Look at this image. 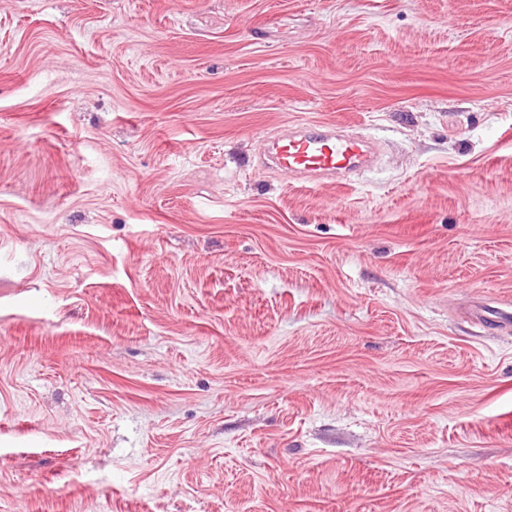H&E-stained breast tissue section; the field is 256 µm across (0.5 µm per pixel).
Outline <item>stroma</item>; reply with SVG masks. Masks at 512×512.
<instances>
[{
    "instance_id": "1",
    "label": "stroma",
    "mask_w": 512,
    "mask_h": 512,
    "mask_svg": "<svg viewBox=\"0 0 512 512\" xmlns=\"http://www.w3.org/2000/svg\"><path fill=\"white\" fill-rule=\"evenodd\" d=\"M511 305L512 0H0V512H512ZM336 129L317 125L279 133L268 140V159L279 171L309 179L335 178L367 167L374 156L372 144Z\"/></svg>"
}]
</instances>
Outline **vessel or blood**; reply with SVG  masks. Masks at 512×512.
Masks as SVG:
<instances>
[{
	"label": "vessel or blood",
	"instance_id": "1",
	"mask_svg": "<svg viewBox=\"0 0 512 512\" xmlns=\"http://www.w3.org/2000/svg\"><path fill=\"white\" fill-rule=\"evenodd\" d=\"M374 156L363 138L336 132L334 126H307L268 141V159L284 173L309 179L343 176L367 167Z\"/></svg>",
	"mask_w": 512,
	"mask_h": 512
}]
</instances>
